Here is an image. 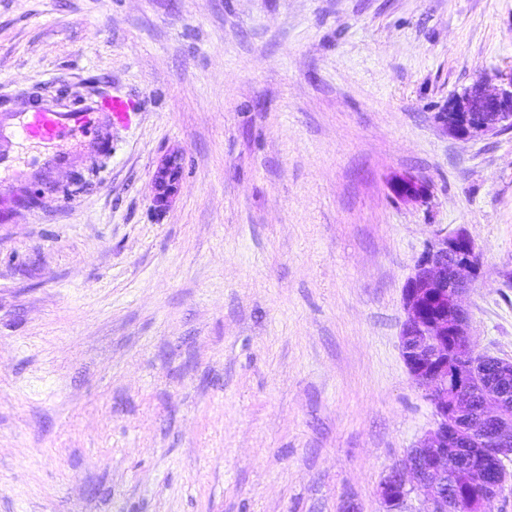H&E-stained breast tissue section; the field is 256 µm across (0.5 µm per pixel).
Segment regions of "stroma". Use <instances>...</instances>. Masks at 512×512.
<instances>
[{"instance_id":"obj_1","label":"stroma","mask_w":512,"mask_h":512,"mask_svg":"<svg viewBox=\"0 0 512 512\" xmlns=\"http://www.w3.org/2000/svg\"><path fill=\"white\" fill-rule=\"evenodd\" d=\"M509 71L512 0H0V115L136 106L1 132L0 512H383L436 426L400 331L437 234L512 361V131L437 119ZM89 107L77 112H58L42 108L31 112L20 120L19 127L23 135L33 139L52 140L64 130H83L89 123ZM183 174L182 154L166 157L153 175L154 203L158 208L168 205L177 192V185ZM392 189L403 201H415L422 197L425 192L424 184L417 178L405 175L398 177L392 185Z\"/></svg>"}]
</instances>
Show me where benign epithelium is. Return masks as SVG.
Instances as JSON below:
<instances>
[{"mask_svg":"<svg viewBox=\"0 0 512 512\" xmlns=\"http://www.w3.org/2000/svg\"><path fill=\"white\" fill-rule=\"evenodd\" d=\"M444 133L456 139H473L512 130V72L492 92L477 82L455 96L448 111L438 114ZM183 174V157H166L153 175L154 203L163 208L177 192ZM392 189L404 201H415L425 192L417 178H397ZM474 242L464 229L439 234L416 260L402 288L405 321L400 348L412 380L429 390L428 397L438 418L407 454L403 465L380 483L378 494L385 512H403L408 499L421 502L417 512H491L506 475L489 474L490 462L502 464L512 458V422L504 416L508 370L500 364V384L486 392L476 430L487 447L468 453L472 432L461 425L469 408L467 392L475 373L468 355L472 347L467 309L461 298L479 275L474 264ZM468 459L470 481L486 493L476 503L463 498L458 487L448 486V468L460 458Z\"/></svg>","mask_w":512,"mask_h":512,"instance_id":"1","label":"benign epithelium"}]
</instances>
